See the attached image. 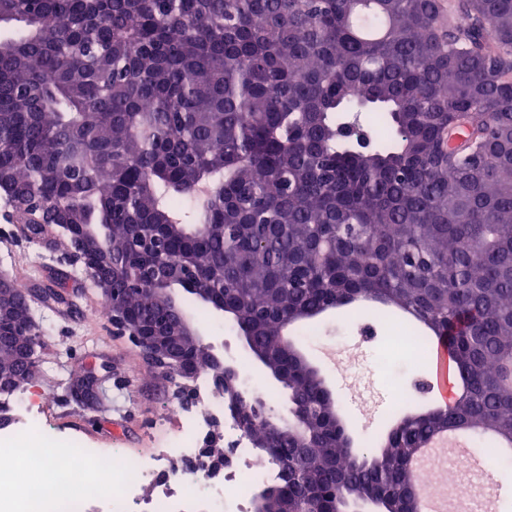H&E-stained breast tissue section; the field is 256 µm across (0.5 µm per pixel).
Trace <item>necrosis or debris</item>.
Returning a JSON list of instances; mask_svg holds the SVG:
<instances>
[{
    "label": "necrosis or debris",
    "instance_id": "necrosis-or-debris-1",
    "mask_svg": "<svg viewBox=\"0 0 512 512\" xmlns=\"http://www.w3.org/2000/svg\"><path fill=\"white\" fill-rule=\"evenodd\" d=\"M196 398L182 406L181 428L168 442V456L181 459L179 480L158 460L137 459L120 448H94L55 427L41 397L12 403V418L0 425V512H175L184 499L203 502L206 512H250L256 491L275 479L273 466L258 459L233 414L205 378ZM224 424V474L198 476L212 420ZM152 495H144V486Z\"/></svg>",
    "mask_w": 512,
    "mask_h": 512
}]
</instances>
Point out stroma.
<instances>
[{
    "instance_id": "stroma-1",
    "label": "stroma",
    "mask_w": 512,
    "mask_h": 512,
    "mask_svg": "<svg viewBox=\"0 0 512 512\" xmlns=\"http://www.w3.org/2000/svg\"><path fill=\"white\" fill-rule=\"evenodd\" d=\"M9 211L0 204V272L19 284L48 283L50 276L67 270L62 259L67 243L52 232L33 239L10 224ZM63 287L72 299L68 308L38 307L44 339L40 371L32 388L44 399V410L55 425L74 430L100 448H122L134 457L150 458L162 452L174 432L180 403L174 398V381L147 364L127 339L113 336L107 315L99 310L100 293L86 275L72 274ZM187 315L204 342L232 362L242 377L255 381L279 409L284 395L248 360L237 332L214 309L187 307ZM324 343L311 345L309 357L343 404L348 429L355 439L378 433L396 411L393 395L417 377H429L428 359L387 375L366 378V358H386L392 352L394 327L379 325L373 344L359 343L349 315L331 312L316 323ZM94 372L102 377L95 408L78 403L70 393L75 376Z\"/></svg>"
}]
</instances>
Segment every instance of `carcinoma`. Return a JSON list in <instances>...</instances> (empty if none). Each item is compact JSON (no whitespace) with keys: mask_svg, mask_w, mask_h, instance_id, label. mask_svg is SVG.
I'll use <instances>...</instances> for the list:
<instances>
[{"mask_svg":"<svg viewBox=\"0 0 512 512\" xmlns=\"http://www.w3.org/2000/svg\"><path fill=\"white\" fill-rule=\"evenodd\" d=\"M0 0V168L69 224H105L117 264L154 224L194 255L248 355L302 406L272 435L226 407L278 468L283 503L417 512L410 461L443 431L512 441V0ZM367 114V141L339 134ZM12 223L40 235L20 201ZM352 295L448 340L466 389L398 419L370 456L301 343ZM117 302L163 317L167 287ZM304 448L306 473L293 470Z\"/></svg>","mask_w":512,"mask_h":512,"instance_id":"cac0c4a2","label":"carcinoma"}]
</instances>
